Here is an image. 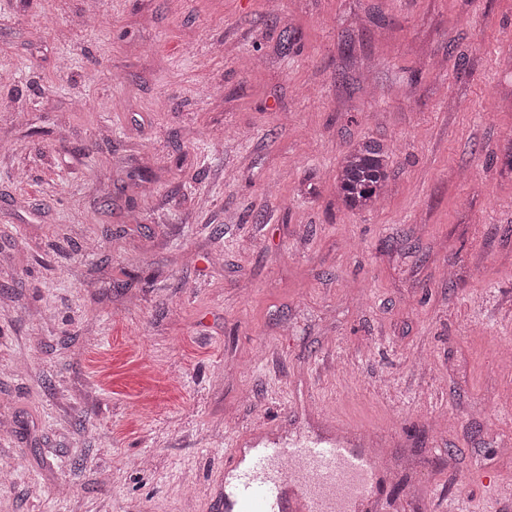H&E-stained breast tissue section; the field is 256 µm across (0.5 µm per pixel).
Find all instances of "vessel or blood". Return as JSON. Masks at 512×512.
Segmentation results:
<instances>
[{
	"mask_svg": "<svg viewBox=\"0 0 512 512\" xmlns=\"http://www.w3.org/2000/svg\"><path fill=\"white\" fill-rule=\"evenodd\" d=\"M234 483L224 512H350L365 499L373 458L351 440L288 448L237 443L226 453Z\"/></svg>",
	"mask_w": 512,
	"mask_h": 512,
	"instance_id": "vessel-or-blood-1",
	"label": "vessel or blood"
}]
</instances>
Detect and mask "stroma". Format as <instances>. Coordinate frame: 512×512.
I'll use <instances>...</instances> for the list:
<instances>
[{
  "mask_svg": "<svg viewBox=\"0 0 512 512\" xmlns=\"http://www.w3.org/2000/svg\"><path fill=\"white\" fill-rule=\"evenodd\" d=\"M99 2L0 0V512H221L328 415L368 512H512V0ZM395 147L374 139L357 141L342 157L336 170V200L356 211L381 205L389 188Z\"/></svg>",
  "mask_w": 512,
  "mask_h": 512,
  "instance_id": "stroma-1",
  "label": "stroma"
}]
</instances>
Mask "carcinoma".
Masks as SVG:
<instances>
[{"label":"carcinoma","mask_w":512,"mask_h":512,"mask_svg":"<svg viewBox=\"0 0 512 512\" xmlns=\"http://www.w3.org/2000/svg\"><path fill=\"white\" fill-rule=\"evenodd\" d=\"M395 147L374 139L357 141L342 157L336 170V200L356 211L381 205L389 188Z\"/></svg>","instance_id":"carcinoma-1"}]
</instances>
